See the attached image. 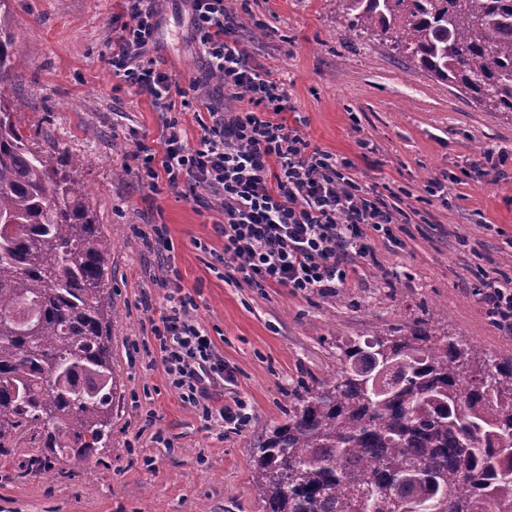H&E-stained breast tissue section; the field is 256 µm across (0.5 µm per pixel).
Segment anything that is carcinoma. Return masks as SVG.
Listing matches in <instances>:
<instances>
[{"label": "carcinoma", "mask_w": 512, "mask_h": 512, "mask_svg": "<svg viewBox=\"0 0 512 512\" xmlns=\"http://www.w3.org/2000/svg\"><path fill=\"white\" fill-rule=\"evenodd\" d=\"M354 32L413 72L512 113V0H343ZM20 47L0 10V448L27 432L52 461L109 435L118 375L112 240L87 189L29 145L12 100ZM36 309L24 331L20 302ZM322 391L256 448L265 512H512V361L416 322L353 340Z\"/></svg>", "instance_id": "cac0c4a2"}]
</instances>
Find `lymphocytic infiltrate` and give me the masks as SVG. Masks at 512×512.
Returning a JSON list of instances; mask_svg holds the SVG:
<instances>
[{"instance_id":"f902f5d3","label":"lymphocytic infiltrate","mask_w":512,"mask_h":512,"mask_svg":"<svg viewBox=\"0 0 512 512\" xmlns=\"http://www.w3.org/2000/svg\"><path fill=\"white\" fill-rule=\"evenodd\" d=\"M193 39L204 59L202 76L181 84L161 71L149 48L157 29L149 0H126V19L104 62L127 86L148 94L160 113L157 145L140 141L136 174L149 188L217 202L214 229L224 240L216 260L225 284L285 288L295 295L333 291L350 280L356 264L374 259L371 233L392 239L395 215L377 193L347 173L349 161L311 148L300 127L283 112L286 90L253 62L241 39L237 13L224 0H189ZM243 103L228 114L205 93L208 79ZM204 107L209 115L195 142L183 134L178 108ZM483 281L482 303L497 328L512 335V277ZM190 294L169 292L151 333L166 365L168 383L205 424L232 433L250 422L242 398L215 407L212 389L233 384V368L219 358L207 331L191 315Z\"/></svg>"}]
</instances>
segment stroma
Here are the masks:
<instances>
[{
  "instance_id": "obj_1",
  "label": "stroma",
  "mask_w": 512,
  "mask_h": 512,
  "mask_svg": "<svg viewBox=\"0 0 512 512\" xmlns=\"http://www.w3.org/2000/svg\"><path fill=\"white\" fill-rule=\"evenodd\" d=\"M22 49L15 120L31 146L54 162L77 158L85 203L112 240V368L122 387L106 447L30 474V444L0 448V512H262L252 481L258 443L285 420L299 396L321 391L341 347L362 336L426 319L439 332L512 360L475 294L476 268L512 276V114L477 106L453 85L410 73L385 43L356 35L336 0H248L242 35L256 64L288 92V121L303 119L312 146L351 163L364 187L400 212L398 243L375 236L376 263L340 289L308 296L284 288H234L210 265L224 240L218 213L136 178V141L161 135L148 95L121 86L104 63L112 21L124 0H7ZM151 55L179 81L198 76L186 0H156ZM506 155L475 171L487 150ZM444 189L429 194L428 185ZM166 225L171 266L144 236ZM173 276L197 308L237 381L215 392L222 406L247 401L243 432L205 427L170 388L151 335Z\"/></svg>"
}]
</instances>
